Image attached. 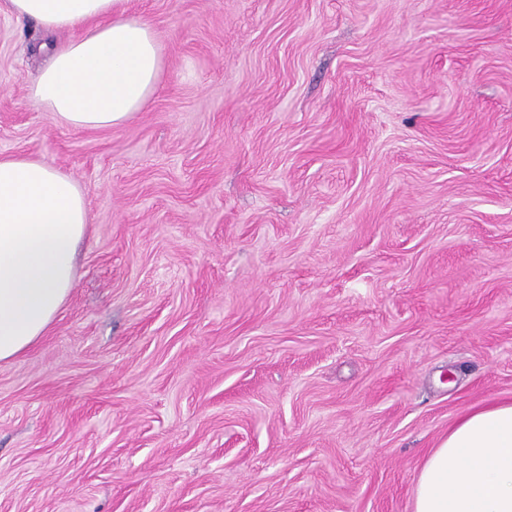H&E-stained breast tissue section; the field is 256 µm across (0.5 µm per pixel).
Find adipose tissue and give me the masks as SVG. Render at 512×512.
Returning <instances> with one entry per match:
<instances>
[{
	"label": "adipose tissue",
	"mask_w": 512,
	"mask_h": 512,
	"mask_svg": "<svg viewBox=\"0 0 512 512\" xmlns=\"http://www.w3.org/2000/svg\"><path fill=\"white\" fill-rule=\"evenodd\" d=\"M46 34L80 30L52 47L29 98L61 125L101 130L144 110L163 68L159 37L128 0H0ZM89 224L70 175L22 155H0V362L44 336L75 282ZM413 512H512V402L460 418L425 457Z\"/></svg>",
	"instance_id": "ef3b65f1"
}]
</instances>
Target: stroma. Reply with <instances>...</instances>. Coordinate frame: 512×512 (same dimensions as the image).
I'll use <instances>...</instances> for the list:
<instances>
[{"instance_id":"1","label":"stroma","mask_w":512,"mask_h":512,"mask_svg":"<svg viewBox=\"0 0 512 512\" xmlns=\"http://www.w3.org/2000/svg\"><path fill=\"white\" fill-rule=\"evenodd\" d=\"M147 108L75 130L0 12V153L91 224L0 362V512H412L512 400V0H129Z\"/></svg>"}]
</instances>
